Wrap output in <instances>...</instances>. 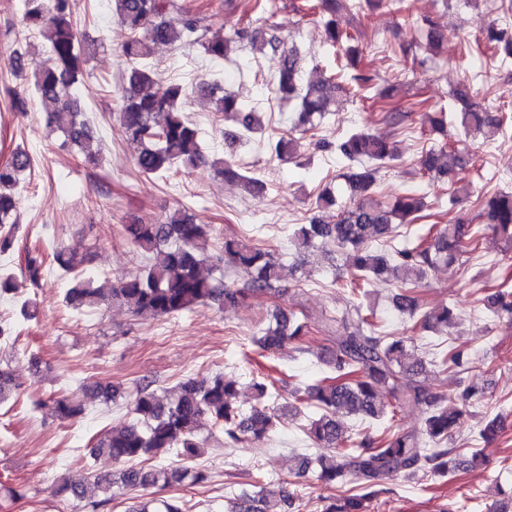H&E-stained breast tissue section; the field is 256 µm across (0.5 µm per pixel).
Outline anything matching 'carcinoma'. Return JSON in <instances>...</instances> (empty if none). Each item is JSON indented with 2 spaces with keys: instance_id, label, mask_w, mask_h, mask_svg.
I'll return each instance as SVG.
<instances>
[{
  "instance_id": "cac0c4a2",
  "label": "carcinoma",
  "mask_w": 512,
  "mask_h": 512,
  "mask_svg": "<svg viewBox=\"0 0 512 512\" xmlns=\"http://www.w3.org/2000/svg\"><path fill=\"white\" fill-rule=\"evenodd\" d=\"M115 10L128 31L122 45V56L128 63L121 90L120 124L135 166L147 176H163L177 166L194 168L207 160L198 130L181 112L179 103L187 86L171 82L155 87L156 77L149 64L154 46L158 44L197 45L212 59H224L231 48L242 42L246 34L229 38H206L204 18L186 12L181 26L168 24L164 17L175 7V0H114ZM74 0H24V28L35 33L48 46L54 66L35 68L31 94L42 103L48 123L64 134L88 159L98 156L96 134L84 119V107L76 92L83 75L87 48L74 21ZM392 8L396 0H318L324 21L325 41L333 59L347 57L356 66L359 50L351 45L350 32L339 28L335 16L341 11ZM281 40L273 36L267 41L276 56L272 94L293 104L304 132L315 133L330 112V105L344 90L343 75L331 74L323 79L306 81L298 48H280ZM364 84L377 100L392 98L390 90L372 84V77L352 76ZM197 91L209 97L215 111L235 118L244 132L257 129L256 107L248 106L237 96L222 91L216 84H199ZM414 115L411 107L396 105L384 109L382 121L396 128ZM460 126L464 136L494 139L502 127L500 118L480 106H465ZM325 148L357 167L344 174L351 205L336 215V222L326 224L314 218L294 232L293 243L299 250L309 251L328 246L344 259L350 283L361 289L376 280L394 282L398 293L392 297L394 308L410 320L420 309L416 289L428 274L441 265L452 266L480 248V236L469 224L453 219L446 224H433L428 234L412 246L392 253L378 250L375 244L390 237L402 224H411L422 211V198L412 194L394 197L386 207L380 206L370 194L381 170L394 159L389 140L367 129H351ZM296 142L280 137L274 144L276 156L293 158ZM464 158L450 148H431L421 157V168L434 176L460 184L457 170ZM30 156L24 151L14 153L7 163L0 164V227L12 223L15 208L11 190L19 176L30 168ZM211 166L227 182H241L253 192H260V179L237 164L214 158ZM482 216L495 234L512 248V191H499L483 203ZM128 238L147 257V265L136 275L118 284H94L83 280L67 290L65 301L80 308H96L115 301L142 317H172L207 303L224 309L238 305L249 292L275 290L288 293L283 284L281 266L271 252L235 239H224V266L241 272L248 287L231 288L225 281L202 273L208 261V240L203 225L183 207L170 210L158 223L124 225ZM44 254H27L26 272L30 282L37 283L44 265ZM488 310L497 317L512 321V290L502 284L485 297ZM375 313L361 305L328 318L335 325L336 335L329 337L332 347L324 360L334 375L324 378L307 392L321 414L311 421L308 437L328 450L315 459L303 460L298 471L314 469L317 480L334 487L355 484L356 492L327 499L323 512H369L370 503L389 493L382 481L390 477H415L419 474L449 476L458 469L457 449L451 447L470 408L479 401L483 389L470 386L461 395L452 397L433 390L418 380L425 373L422 360L411 356L407 338L392 341L379 333ZM455 325L453 312L435 308L420 321L424 330L446 333ZM308 325L293 314L278 310L273 321L261 330L256 344L263 351L275 350L307 335ZM258 404L250 411L237 405V383L217 375L211 379L189 378L169 391L158 394L150 385L137 388L130 403L133 420L114 425L90 439L87 455L106 456L115 463L129 467L113 476L93 474L86 481L63 479L55 494L76 500L89 499L95 508L112 501V486L147 491L164 490L176 485L195 486L206 475L193 465L203 448L199 440L201 419L208 417L224 431L230 444L269 438L280 423L281 414L275 404L276 395L264 381L252 384ZM53 410L61 420H74L85 414L82 402L59 396L52 401ZM408 406L423 409L420 426L410 430L395 426L396 417ZM356 415L383 423L376 436L360 439L346 436L337 415ZM173 451L182 457L180 465L153 464L151 459ZM293 496L283 491L272 497L263 491L250 494L242 491L230 512H289ZM128 512H184L176 497L140 500Z\"/></svg>"
}]
</instances>
